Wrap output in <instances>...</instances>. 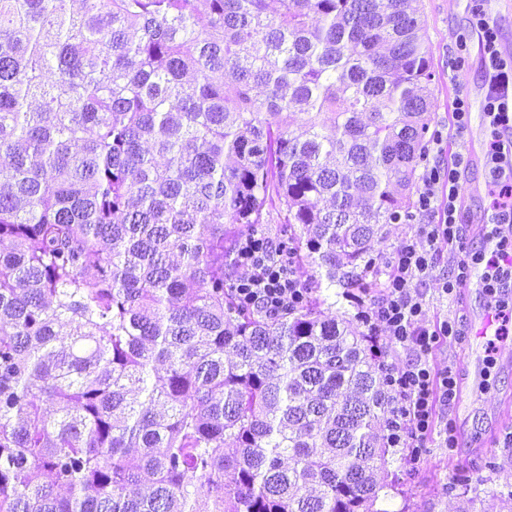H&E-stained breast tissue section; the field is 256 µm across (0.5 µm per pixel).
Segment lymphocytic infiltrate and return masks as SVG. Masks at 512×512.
<instances>
[{"instance_id": "obj_1", "label": "lymphocytic infiltrate", "mask_w": 512, "mask_h": 512, "mask_svg": "<svg viewBox=\"0 0 512 512\" xmlns=\"http://www.w3.org/2000/svg\"><path fill=\"white\" fill-rule=\"evenodd\" d=\"M473 23L477 28L484 54L487 92L484 117L488 134L483 142L485 164L489 169L488 222L491 235L502 226L512 224V65L502 59L498 49V31L494 20L474 5ZM464 163L456 158L447 173L431 169L417 194V206L427 222L423 228L426 247L404 242L396 251L387 277L386 292L370 318L374 331L386 332L390 343L406 349L410 359L391 373L392 384L400 402L393 424L395 443L413 450L424 448L439 408L455 399L456 378L451 370L433 373L428 357L441 337L457 335L455 323L431 329L421 320L423 300L414 284L432 267L434 251L441 242L462 243L463 231L458 222V174ZM447 187V201H440V187ZM242 251L248 267L241 280L239 295L249 303L260 302L270 309L282 307L298 299L300 290L295 275L285 267L267 261L268 247L257 237L247 238ZM483 286L495 300L494 309L506 315L507 303L501 300V289L512 286V250L498 246L491 251L482 272Z\"/></svg>"}]
</instances>
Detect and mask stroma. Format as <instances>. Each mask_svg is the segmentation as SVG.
I'll return each instance as SVG.
<instances>
[{
	"label": "stroma",
	"instance_id": "35a3bbf8",
	"mask_svg": "<svg viewBox=\"0 0 512 512\" xmlns=\"http://www.w3.org/2000/svg\"><path fill=\"white\" fill-rule=\"evenodd\" d=\"M427 22L425 49L433 67L438 136L429 145L427 164H451L457 155L467 163L460 186H474L475 195L461 203L465 246L440 244L428 276L417 288L424 300L426 323L455 321L460 336L443 340L429 357L435 371L452 369L466 391L463 410H449L437 419L419 460L398 455L392 470L396 488L381 501L385 512H461L467 497H475L477 512H500L512 495V361L476 364L469 339L472 321L488 307L482 286L463 283L453 292L443 284L454 272L460 251L482 254L487 232V174L481 148L485 135L483 101L486 92L483 52L472 20L471 0H417ZM470 105L471 124L466 134L455 131L452 113L457 98ZM461 437L447 447V433ZM460 470L469 475L467 492L449 491L448 477Z\"/></svg>",
	"mask_w": 512,
	"mask_h": 512
}]
</instances>
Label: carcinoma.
Returning a JSON list of instances; mask_svg holds the SVG:
<instances>
[{
    "label": "carcinoma",
    "instance_id": "1",
    "mask_svg": "<svg viewBox=\"0 0 512 512\" xmlns=\"http://www.w3.org/2000/svg\"><path fill=\"white\" fill-rule=\"evenodd\" d=\"M409 2L0 0V512H388L382 351L319 290L413 217ZM274 220L271 312L236 273ZM242 251L247 260L248 273L241 267L239 278L244 277L238 288L239 295L248 303L260 302L270 309L282 307L285 303L299 298V281L306 279L305 273L288 271L282 265H270L267 262L268 246L255 235L247 238Z\"/></svg>",
    "mask_w": 512,
    "mask_h": 512
}]
</instances>
